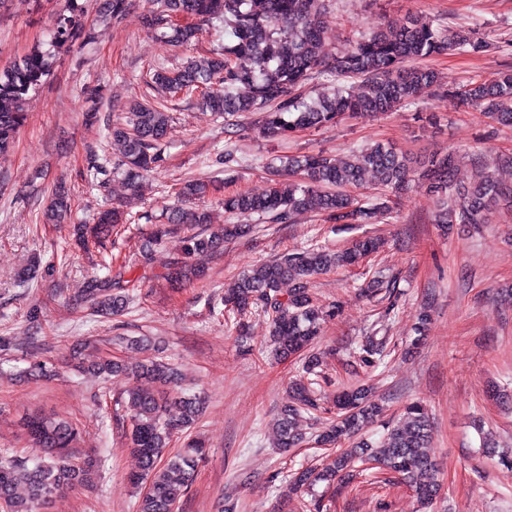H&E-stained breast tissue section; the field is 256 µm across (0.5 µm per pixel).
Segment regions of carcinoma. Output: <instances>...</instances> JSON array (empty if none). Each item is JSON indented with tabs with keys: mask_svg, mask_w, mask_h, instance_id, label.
<instances>
[{
	"mask_svg": "<svg viewBox=\"0 0 512 512\" xmlns=\"http://www.w3.org/2000/svg\"><path fill=\"white\" fill-rule=\"evenodd\" d=\"M133 0H95L96 22L83 26L85 4L65 0L46 43L18 61L0 69V158L13 148L19 130L28 120V105L53 72L58 54L94 42L111 27L121 24ZM325 0H152L141 15L144 29L173 48H188L199 42L203 32L224 36L227 43L199 59H189L170 68L153 69L149 86L157 93L185 92L197 105L219 118L252 112L263 117L259 132L268 139L303 129H319L346 117L380 114L416 100L428 87L439 95L475 106L502 126H512V67L487 84L470 80L455 88L440 87L438 74L422 60L453 51L479 53L489 43L478 32L468 30L448 37L447 30L410 17L391 29L379 27L358 40L350 50L336 55L327 49L321 15ZM336 84L333 95L308 101L300 88L313 79ZM104 99L102 87L88 89L89 121L98 120ZM172 117L162 104L134 101L127 120L106 123L107 138L117 148L116 157L91 150L86 156L84 179L101 187L112 176H121L127 190L126 204L143 196L145 179L162 161ZM456 157L435 153L423 161L384 143L353 151L338 160L324 152L284 155L268 166L271 176L288 179V186L266 194L234 192L224 195V210L257 216L268 224H292L302 214L314 213L336 224H377L391 217L390 195L414 184L426 185L435 198L433 222L478 227L489 223L493 204L512 203V184L502 182L489 169L465 186L454 184ZM378 179L386 195L365 202L346 193L359 187L366 174ZM211 185L203 180L180 184L177 202L165 208L162 223L143 236L142 250L148 253L167 238H178L179 257L171 262L165 280L184 287L206 277L204 261L224 251V242L248 234L249 224H213L211 211L198 201L209 195ZM132 212L111 207L99 212L93 224L73 220V194L66 182L54 185L43 209L42 223L66 224L75 244L104 247L114 230L127 224ZM374 237L357 240L351 247L331 251L313 247L302 252L253 266L225 289L221 304L238 316L236 327L244 332L245 316L254 311L268 316L276 356H295L311 344L322 322L334 317L336 305H320L312 293L314 276L340 267L356 266L378 251ZM87 277L81 297L99 314L118 317L133 302V288L122 270ZM288 290H283V284ZM355 364L371 366L382 354V343L369 336L355 347ZM322 363L315 354L305 358L303 374L290 385L291 404L280 413L278 445L294 448L304 440L299 425L303 414L318 408L316 385ZM87 368L106 378L132 381L123 400L131 429L130 448L139 470L129 481L140 488L136 512H174L188 493L204 446L196 440L171 450L176 435L191 428L202 409L195 394L169 395L139 385L146 380L162 387L177 384L179 372L169 364L150 359L129 365L117 359H98ZM379 415L368 387L350 386L336 400V419L318 436V443L336 449V458L322 468L293 473L288 495H296L319 483L348 484L357 477L356 464L370 463L384 474L408 484L420 501L438 496L439 484L431 480L435 464L430 453L431 423L425 408H405L403 423L390 428L375 451L354 440ZM28 435L43 455L32 464L0 461V512H40L54 495L83 486L90 480L93 460L84 464L69 461L65 451L78 436L76 426L61 418L35 414L26 419Z\"/></svg>",
	"mask_w": 512,
	"mask_h": 512,
	"instance_id": "carcinoma-1",
	"label": "carcinoma"
}]
</instances>
